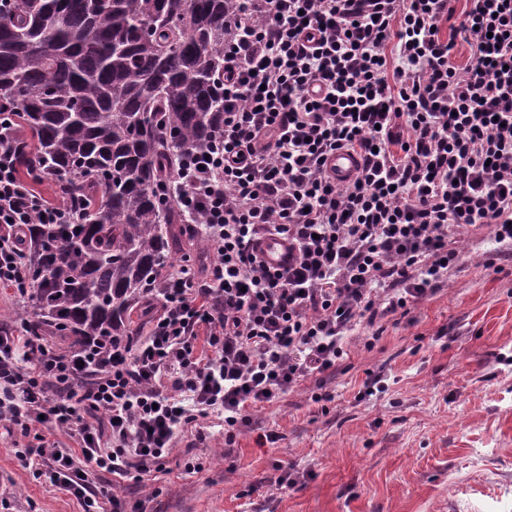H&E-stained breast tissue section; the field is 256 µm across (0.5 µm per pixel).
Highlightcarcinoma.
<instances>
[{
	"label": "carcinoma",
	"mask_w": 512,
	"mask_h": 512,
	"mask_svg": "<svg viewBox=\"0 0 512 512\" xmlns=\"http://www.w3.org/2000/svg\"><path fill=\"white\" fill-rule=\"evenodd\" d=\"M241 0H0V101L34 146L19 169L82 197L74 224L25 230L30 336L55 350L132 338L187 217L178 163L224 126V20Z\"/></svg>",
	"instance_id": "carcinoma-1"
}]
</instances>
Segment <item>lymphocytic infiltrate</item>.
I'll return each mask as SVG.
<instances>
[{"instance_id": "1", "label": "lymphocytic infiltrate", "mask_w": 512, "mask_h": 512, "mask_svg": "<svg viewBox=\"0 0 512 512\" xmlns=\"http://www.w3.org/2000/svg\"><path fill=\"white\" fill-rule=\"evenodd\" d=\"M457 1L251 0L230 21L224 128L173 190L214 259L168 274L160 316L124 347L0 333V426L39 442L20 459L84 512H126L95 475L142 483L212 415L232 442L249 407L335 370L357 326L439 290L461 229L512 246V0ZM21 147L0 115V285L16 288L14 229L80 215L20 177ZM341 148L360 157L344 186L326 169ZM272 234L286 271L257 254Z\"/></svg>"}]
</instances>
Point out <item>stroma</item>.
<instances>
[{
    "instance_id": "35a3bbf8",
    "label": "stroma",
    "mask_w": 512,
    "mask_h": 512,
    "mask_svg": "<svg viewBox=\"0 0 512 512\" xmlns=\"http://www.w3.org/2000/svg\"><path fill=\"white\" fill-rule=\"evenodd\" d=\"M456 246L447 283L377 319L373 348L354 331L323 388L334 401L314 402L310 381L250 409L233 444L216 417L183 433L167 470L144 481L150 512H512V256L485 226ZM35 443L0 428V512H82L22 466L17 450ZM288 464L300 480L277 486Z\"/></svg>"
}]
</instances>
